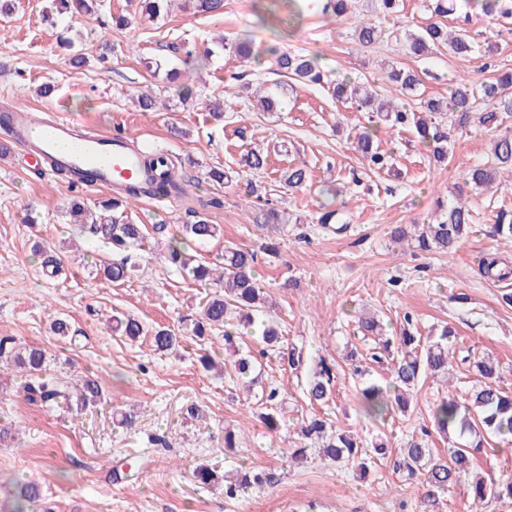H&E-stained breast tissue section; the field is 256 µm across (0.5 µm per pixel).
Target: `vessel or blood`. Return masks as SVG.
I'll return each instance as SVG.
<instances>
[{
    "label": "vessel or blood",
    "mask_w": 512,
    "mask_h": 512,
    "mask_svg": "<svg viewBox=\"0 0 512 512\" xmlns=\"http://www.w3.org/2000/svg\"><path fill=\"white\" fill-rule=\"evenodd\" d=\"M9 140L20 151L29 152L35 168H66L74 177L92 174L95 185L115 189L126 182H145L155 178L153 170L143 168L134 157L126 137L89 134L75 137L78 120L61 115L43 119L25 106L13 107Z\"/></svg>",
    "instance_id": "b4317fda"
}]
</instances>
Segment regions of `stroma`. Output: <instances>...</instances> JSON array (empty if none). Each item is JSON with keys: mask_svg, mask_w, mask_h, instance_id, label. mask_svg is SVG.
<instances>
[{"mask_svg": "<svg viewBox=\"0 0 512 512\" xmlns=\"http://www.w3.org/2000/svg\"><path fill=\"white\" fill-rule=\"evenodd\" d=\"M46 4L17 0L12 13L0 14V109L23 104L79 117L88 133L126 135L141 151L168 154L192 188L171 203L145 198L126 209L130 223L143 225L146 239L143 249L131 253L138 272L117 287L98 269L112 261L111 244L70 223L67 214L77 195L86 209L99 212L107 190L85 186L76 194L67 181L32 171L23 153L0 156V335L43 349L47 374L73 382L97 376L106 398L80 413L47 407L28 400L21 372L0 374V420L19 427L13 440L0 444V512H9L19 480L40 488L29 512H419L421 485L401 478L389 461H378L363 480L297 434L301 422L319 416L373 440L379 429L361 411L357 380L342 375L322 408L309 404L306 388L320 360L341 363L351 353L365 360L369 345L357 335L356 322L366 312L395 327L411 314L424 336L444 323L454 327L460 348L491 356L501 385L512 389V305L504 299L512 293V278L490 281L479 271L491 253L512 265V250L501 247L491 222L495 211L512 210V172L501 171L497 192H468L475 221L456 250L412 253L392 241V230L441 218L439 202H451L469 166L490 160L488 135L451 137L448 162L441 165L410 130L384 133L381 148L392 167L371 171L352 147L368 113L336 102L326 87L291 83L274 62L284 52L314 56L330 78L351 77L380 91L392 62L418 72L424 96H441L460 72L479 79L512 72V20L495 25L474 17L475 50L462 61L444 47L422 57L403 53L400 35L429 21L423 0H402L397 15L382 18V28L396 38L374 53L352 42L350 19L320 14L316 0L296 6L288 0H224L220 15L173 0L168 15L154 19L143 14L139 0H102L97 14L50 21ZM118 16L128 18L126 27L113 26ZM247 34L259 44L258 60L243 62L229 51L208 55L215 39L233 42ZM67 37L87 57L86 66L70 64V52L60 45ZM189 51L197 63L184 81L194 95L183 104L164 71L180 65ZM149 59L160 61L163 73L148 70ZM46 83L54 85V96L38 94ZM270 88L285 90L282 112L259 111L251 97ZM143 92L157 100V110L138 107ZM214 99L224 103L223 121L206 108ZM251 149L267 154L264 168L241 165ZM291 167L307 170L306 186L291 190L283 184ZM214 168L227 174L226 182L210 180ZM252 188L286 219L276 232L279 261H260L258 273L275 303L274 321L305 360L296 374L273 354L256 363L258 387L281 394L277 409L285 426L278 434L256 419L262 405L246 395L241 381L220 369H202L201 355L223 358L222 333L199 340L184 318L198 315L211 289L164 259L169 241L203 200L222 235L195 244L197 261L218 264L228 244L258 248L265 232L259 209L248 204ZM327 208L339 210L347 232L319 224ZM159 224L164 232H156ZM38 243L55 248L59 274L46 272L33 251ZM115 315L172 329L183 342L170 354L154 350L147 337L129 341L113 332ZM56 318L70 323L74 338L51 331ZM471 384L460 368L445 381L426 379L410 411L390 420L392 446L429 423L436 400L460 395ZM193 404L205 406L204 419L188 417ZM129 410L136 416L130 430L116 418ZM228 427L239 433L232 450L224 447ZM298 447L306 448L307 457L296 464L290 452ZM201 463L215 465L220 474L245 466L271 469L279 483L230 499L223 484L196 482L193 470Z\"/></svg>", "mask_w": 512, "mask_h": 512, "instance_id": "obj_1", "label": "stroma"}]
</instances>
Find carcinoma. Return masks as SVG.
<instances>
[{
  "mask_svg": "<svg viewBox=\"0 0 512 512\" xmlns=\"http://www.w3.org/2000/svg\"><path fill=\"white\" fill-rule=\"evenodd\" d=\"M60 14L81 11L87 14L97 9V0H52ZM479 10L491 18L496 14L512 16V0H428L426 10L438 17L456 14L469 19V11ZM354 42L362 48H374L383 41L384 29L370 20H357L353 23ZM442 46L457 58L466 60L474 52L475 38L470 31L460 28V33L451 37L447 25L432 22L417 34H411L404 43L406 53L421 57ZM277 71L302 84L324 83L327 77L322 65L316 59L302 54L283 53L277 56ZM386 78L396 88L398 96L387 101L378 99V93L365 84L350 78L329 82L332 98L350 101L358 108L372 113V124L355 134V149L368 162V165L382 170L390 160L379 151L376 138L381 125L386 132L396 128H410L426 147L432 149L436 162L448 161V135L450 131L470 134L482 131L492 134L491 161L471 168L465 183L473 190H483L493 184L497 171L512 168V132L501 131L502 114H512V73L506 72L490 80L456 78L448 87V95L423 99L414 107L404 96L421 85L419 75L410 69L393 68ZM172 193L187 194L183 184L176 183L171 176L150 185L130 184L120 197H112L102 202L101 207L108 215L97 224L90 225L92 232L112 244L116 251H126L143 247L144 236L138 224H131L123 216L124 209L139 196L163 197ZM474 222L469 203L459 198L448 204L447 213L436 224H428L422 231L410 235L397 227L392 236L398 243H407L417 251L433 250L448 252L455 249ZM494 233L512 243V211L500 209L493 216ZM222 235L221 226L212 224L202 213H195L190 224L183 225L181 237L173 238L168 244L166 261L169 265L187 269L194 280L214 283L220 291L205 302L200 316L191 318L192 335L203 339L216 328H224V349L232 353V371L240 378L247 377L254 369L252 355L240 351L244 343L243 329L252 325L254 316L266 304L265 288L256 273L257 253L235 244L224 246V272L216 275L202 263L192 264L187 249L191 243H201ZM498 260L482 261L486 277L494 281L506 280L512 276V269L495 271ZM134 265L129 258L114 261L103 268L106 279L116 286L131 278ZM121 335L134 341L151 335L157 351L166 352L181 344V337L169 329L149 330L138 319L128 316L115 319ZM413 316L404 315L400 331L386 334L380 321L374 317H362L358 321L359 332L372 339L376 352L373 359L388 360L390 381L381 385L367 377L366 370L355 365L353 374L363 378L361 398L364 412L385 423V418L409 410L414 390L424 375L448 378L458 364H468L478 373L480 380L468 392L452 398H441L432 405L431 425L420 429V435L411 436L406 447L400 449L395 468L405 473L408 480L423 477L421 503L423 512H436L440 496L462 477L470 478L473 503L494 499L504 504H512V476L499 480L485 479L473 471L475 455L491 446L494 439L512 437V392L499 383L496 367L486 358L471 359V354L456 358V332L444 325L435 335L417 336L410 327ZM265 346L278 350L280 358L293 369L304 364L302 352L294 347H283L281 336L275 323L263 324L260 336ZM14 364L27 375L25 389L30 400L47 406L66 405L72 409L94 408L103 400V391L98 378L85 376L80 384L69 386L55 378L43 376L45 351L31 346L21 351L14 345L10 336H0V361ZM338 377L337 367L322 360L312 374L308 397L313 403L329 400L333 383ZM443 437L457 435L469 438L468 443L451 449L450 454L440 456L429 447L428 438L432 433ZM303 437L321 441L322 453L330 459L352 465L364 477L369 473L366 451L361 437L352 430L334 426L330 420L311 418L301 424ZM278 478L272 472L245 469L233 480L224 484L225 495L234 499L250 488L272 489ZM39 498L38 486L34 483L20 484L12 507V512H28V507Z\"/></svg>",
  "mask_w": 512,
  "mask_h": 512,
  "instance_id": "1",
  "label": "carcinoma"
}]
</instances>
